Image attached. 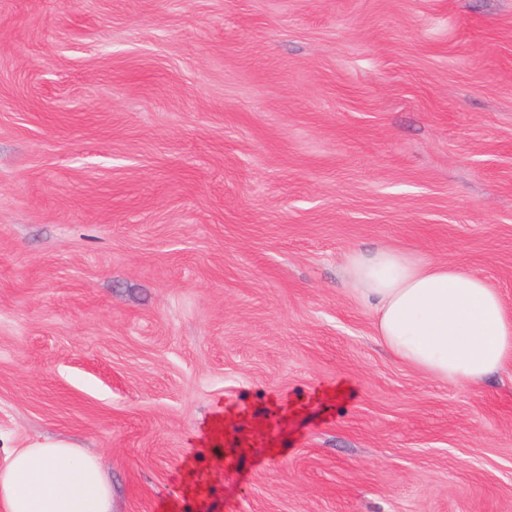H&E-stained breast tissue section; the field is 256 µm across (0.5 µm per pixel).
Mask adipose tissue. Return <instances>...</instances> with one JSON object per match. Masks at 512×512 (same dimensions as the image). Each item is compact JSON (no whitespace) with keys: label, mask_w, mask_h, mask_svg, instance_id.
I'll return each instance as SVG.
<instances>
[{"label":"adipose tissue","mask_w":512,"mask_h":512,"mask_svg":"<svg viewBox=\"0 0 512 512\" xmlns=\"http://www.w3.org/2000/svg\"><path fill=\"white\" fill-rule=\"evenodd\" d=\"M343 270L379 344L403 364L469 386L512 362V310L485 278L388 246L348 252ZM0 512H112L104 463L61 439L8 449Z\"/></svg>","instance_id":"ef3b65f1"}]
</instances>
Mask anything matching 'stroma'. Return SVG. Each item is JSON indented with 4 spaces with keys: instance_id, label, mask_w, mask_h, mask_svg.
<instances>
[{
    "instance_id": "1",
    "label": "stroma",
    "mask_w": 512,
    "mask_h": 512,
    "mask_svg": "<svg viewBox=\"0 0 512 512\" xmlns=\"http://www.w3.org/2000/svg\"><path fill=\"white\" fill-rule=\"evenodd\" d=\"M379 246L512 307V0H0V449L112 512H512V365L385 353ZM2 512H112L102 459L68 441L10 448L0 462Z\"/></svg>"
}]
</instances>
